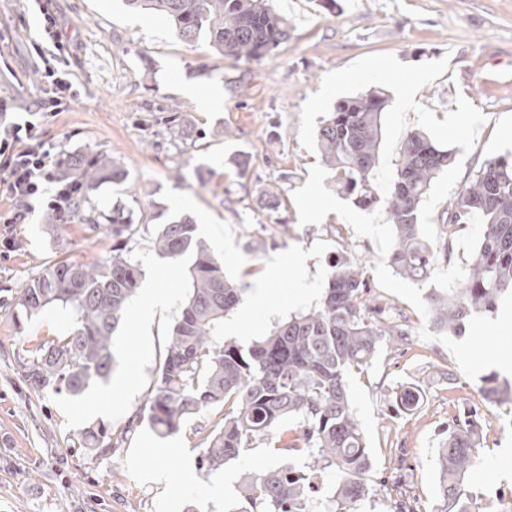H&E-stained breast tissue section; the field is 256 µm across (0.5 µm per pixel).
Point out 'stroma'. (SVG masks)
<instances>
[{
	"mask_svg": "<svg viewBox=\"0 0 512 512\" xmlns=\"http://www.w3.org/2000/svg\"><path fill=\"white\" fill-rule=\"evenodd\" d=\"M292 23L287 43L254 62L216 53L207 37L186 43L163 15L124 0H0V97L18 113L36 111L46 95L45 66L66 73L76 95L45 127L60 157L108 153L128 172L102 183L90 198L104 214L121 207L143 227L132 251L142 280L167 302L147 326L125 317L113 342L115 369L81 396L38 394L27 373L35 350L72 324L56 306L16 325L13 300L22 285L65 256L93 265L109 257L112 240L80 228L58 240L43 209L27 223L0 225V512H223L238 497L245 471L266 470L283 457L270 438L254 440L239 459L207 472L199 458L217 421L189 418L161 438L149 427L145 400L159 376L167 337L186 298L185 266L151 248L153 226L187 215L224 272L254 295L275 262L299 257L298 269L268 280L275 315L251 322L224 318V335L241 345L267 335L320 300L330 263L360 260L370 298L413 322V345L382 351L348 376L352 408L372 450V485L396 487L419 512L437 506L439 432L458 412L481 410L483 446L466 486L481 512H494L512 491V404H486L489 376L512 380V294L497 310L475 317L462 335L431 329L426 296L461 285L481 226L449 234L443 217L452 196L487 160L512 155V0H276ZM58 20L61 48L43 42L41 14ZM194 84L214 104L186 95ZM380 87L383 114L379 188L392 182L408 133L425 132L455 159L431 184L420 230L448 250L427 282L402 278L388 262L393 240L383 206L355 207L332 188L320 160V119L344 99ZM235 149L251 159L238 185L224 161ZM264 251L250 252L254 237ZM308 300L291 303L296 289ZM135 369L132 388L124 374ZM423 389L417 413L389 418L387 398L404 383ZM104 424L111 437L98 452L80 444L83 429ZM191 469L195 478L182 482Z\"/></svg>",
	"mask_w": 512,
	"mask_h": 512,
	"instance_id": "stroma-1",
	"label": "stroma"
}]
</instances>
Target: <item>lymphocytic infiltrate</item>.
<instances>
[{
    "label": "lymphocytic infiltrate",
    "instance_id": "obj_1",
    "mask_svg": "<svg viewBox=\"0 0 512 512\" xmlns=\"http://www.w3.org/2000/svg\"><path fill=\"white\" fill-rule=\"evenodd\" d=\"M45 73L48 92L37 117L17 120L10 101L0 99V196L9 202L0 210L1 224L24 223L31 199L41 196L48 199V212L60 215L70 194L66 187L49 189L59 179V163L45 146L43 123L58 116L62 101L73 95L72 85L53 68Z\"/></svg>",
    "mask_w": 512,
    "mask_h": 512
}]
</instances>
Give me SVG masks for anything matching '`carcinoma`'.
I'll use <instances>...</instances> for the list:
<instances>
[{
  "label": "carcinoma",
  "mask_w": 512,
  "mask_h": 512,
  "mask_svg": "<svg viewBox=\"0 0 512 512\" xmlns=\"http://www.w3.org/2000/svg\"><path fill=\"white\" fill-rule=\"evenodd\" d=\"M132 8L164 15L184 42L208 37L220 54L258 61L286 43L292 29L288 17L272 0H127ZM389 96L373 88L343 100L320 120L316 134L322 162L332 173L336 193L359 208L383 202L394 240L389 263L397 274L426 282L437 249L420 232L419 211L433 179L453 161L452 153L426 134L407 135L385 196L374 183L379 166L381 116ZM238 178L250 159L233 153L227 159ZM62 173L82 186L69 216L87 234L112 237V255L87 266L60 258L31 277L14 299L27 317L53 305L71 311L65 334L39 347L29 373L38 392H65L78 397L112 374L113 336L139 285L140 269L132 257L141 225L120 208L112 222L94 208L90 192L104 182H124L127 170L109 154L69 156L60 160ZM482 224L465 281L446 293L427 296L430 323L437 331L462 333L474 317L492 311L497 300L512 292V157L488 160L448 204V226ZM188 216L157 225L153 250L174 264L190 258L189 291L168 335L159 377L148 394L147 422L166 437L191 416L228 408L212 431L201 467L217 471L240 457L254 439L278 437L284 458L306 450L312 464L305 470L288 462L277 469L250 471L238 487L240 506L227 512H360L374 497L368 484L371 451L353 412L347 378L351 369L369 365L386 347L412 342L410 325L383 315L366 303L369 292L364 266L339 258L329 265L319 303L274 327L244 347L224 339V316L241 299L242 289L224 275L223 261L196 233ZM419 389L402 385L395 391L397 416L420 409ZM289 421L291 431L281 429ZM438 450L437 512H476L473 497L462 483L477 462L481 425L476 416L455 417L443 429ZM109 437L105 427L80 433L89 452ZM334 475L330 493L321 492L318 478Z\"/></svg>",
  "instance_id": "cac0c4a2"
}]
</instances>
